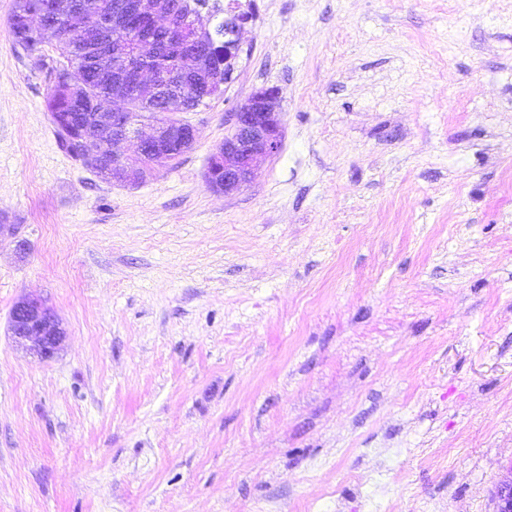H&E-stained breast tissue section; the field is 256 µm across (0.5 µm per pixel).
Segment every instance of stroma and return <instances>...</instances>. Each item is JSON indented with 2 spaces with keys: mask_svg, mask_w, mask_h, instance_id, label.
Instances as JSON below:
<instances>
[{
  "mask_svg": "<svg viewBox=\"0 0 512 512\" xmlns=\"http://www.w3.org/2000/svg\"><path fill=\"white\" fill-rule=\"evenodd\" d=\"M239 2L235 81L129 185L59 148L0 0V512H494L512 0ZM262 87L282 146L213 191ZM23 296L67 331L52 359L9 332Z\"/></svg>",
  "mask_w": 512,
  "mask_h": 512,
  "instance_id": "35a3bbf8",
  "label": "stroma"
}]
</instances>
